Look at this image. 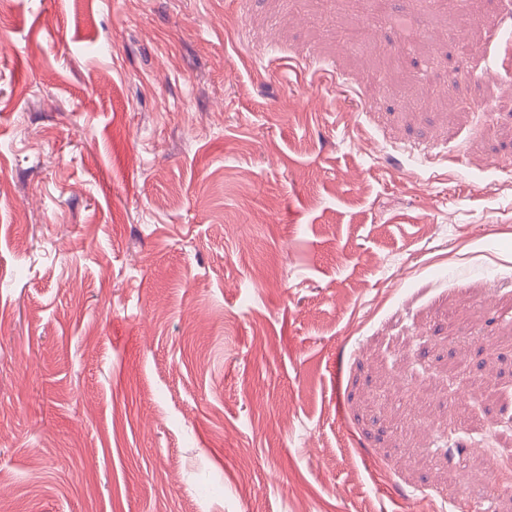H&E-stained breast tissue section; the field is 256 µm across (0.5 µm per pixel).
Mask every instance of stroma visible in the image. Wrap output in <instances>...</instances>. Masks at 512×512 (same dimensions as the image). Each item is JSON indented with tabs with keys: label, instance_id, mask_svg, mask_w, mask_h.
Wrapping results in <instances>:
<instances>
[{
	"label": "stroma",
	"instance_id": "35a3bbf8",
	"mask_svg": "<svg viewBox=\"0 0 512 512\" xmlns=\"http://www.w3.org/2000/svg\"><path fill=\"white\" fill-rule=\"evenodd\" d=\"M490 424L512 0H0V512H482Z\"/></svg>",
	"mask_w": 512,
	"mask_h": 512
}]
</instances>
